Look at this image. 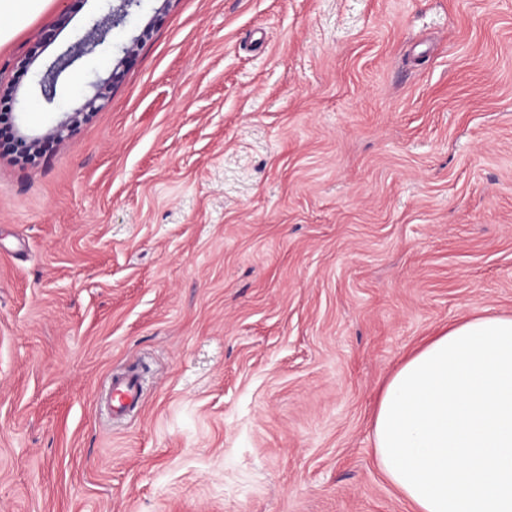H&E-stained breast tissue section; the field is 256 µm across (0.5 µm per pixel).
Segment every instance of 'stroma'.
Instances as JSON below:
<instances>
[{
	"label": "stroma",
	"mask_w": 512,
	"mask_h": 512,
	"mask_svg": "<svg viewBox=\"0 0 512 512\" xmlns=\"http://www.w3.org/2000/svg\"><path fill=\"white\" fill-rule=\"evenodd\" d=\"M99 12L0 47V118L43 138L0 154V512H410L384 382L512 315V0H141L47 106ZM102 15L92 18L88 31L76 41L63 48L54 58L47 61L44 68L35 73L34 90L47 105L55 101L57 85L66 74L81 60L97 55L107 42L112 25L121 21L128 9L139 0H99ZM121 2L114 6L113 2ZM95 87L97 88L96 93L93 95V97L91 99H89L83 105V109H90L92 112L66 113L67 115L65 116V118L55 128H53L50 132L47 133L48 137L61 138L63 136V133L65 131L69 132L71 130V128L73 127V125L78 123L80 118L82 120L86 121V120H89L93 116V114L95 113L93 111L101 106L100 105V106L96 107L95 106L96 102L98 100L105 101V99H106V96L102 91L103 90L102 87L99 86L98 84H96ZM42 140V136L22 132L18 129L14 133L12 141L9 142L7 151L28 160L38 153ZM143 386L136 371L114 375L107 388V398L112 419L126 418L141 402Z\"/></svg>",
	"instance_id": "1"
}]
</instances>
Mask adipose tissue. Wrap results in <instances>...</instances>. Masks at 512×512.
Here are the masks:
<instances>
[{
    "mask_svg": "<svg viewBox=\"0 0 512 512\" xmlns=\"http://www.w3.org/2000/svg\"><path fill=\"white\" fill-rule=\"evenodd\" d=\"M51 0H0V46ZM378 466L412 512H512V315L483 310L409 355L372 415Z\"/></svg>",
    "mask_w": 512,
    "mask_h": 512,
    "instance_id": "1",
    "label": "adipose tissue"
}]
</instances>
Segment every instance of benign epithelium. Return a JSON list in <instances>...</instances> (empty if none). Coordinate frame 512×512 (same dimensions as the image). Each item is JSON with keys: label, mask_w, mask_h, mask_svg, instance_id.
Wrapping results in <instances>:
<instances>
[{"label": "benign epithelium", "mask_w": 512, "mask_h": 512, "mask_svg": "<svg viewBox=\"0 0 512 512\" xmlns=\"http://www.w3.org/2000/svg\"><path fill=\"white\" fill-rule=\"evenodd\" d=\"M102 15L90 21L88 31L76 41L63 48L54 58L47 61L44 68L35 73L34 90L48 105L54 103L57 85L66 74L81 60L97 55L107 42L112 26L121 21L128 13V9L139 0H119L114 5L113 0H101ZM106 99L102 87H97L96 93L84 105L85 111L73 112L65 118L46 137L60 138L63 133L71 130L79 120H88L96 110V102ZM43 137L35 134L16 131L7 151L23 159H30L38 153Z\"/></svg>", "instance_id": "1"}]
</instances>
